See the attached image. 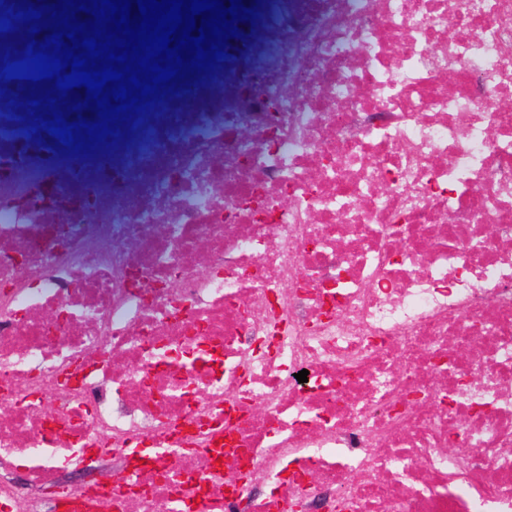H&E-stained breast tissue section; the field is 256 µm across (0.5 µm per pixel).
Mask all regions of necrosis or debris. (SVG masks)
<instances>
[{
	"mask_svg": "<svg viewBox=\"0 0 512 512\" xmlns=\"http://www.w3.org/2000/svg\"><path fill=\"white\" fill-rule=\"evenodd\" d=\"M261 19L111 158L0 114V512H512V0Z\"/></svg>",
	"mask_w": 512,
	"mask_h": 512,
	"instance_id": "obj_1",
	"label": "necrosis or debris"
}]
</instances>
